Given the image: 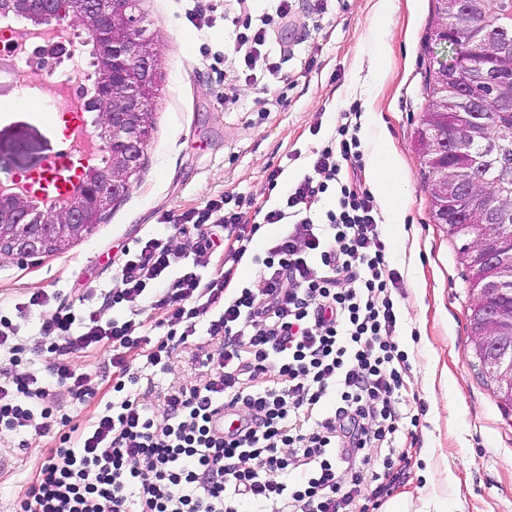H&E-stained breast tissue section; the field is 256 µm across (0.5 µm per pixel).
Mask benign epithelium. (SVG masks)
<instances>
[{"label":"benign epithelium","mask_w":512,"mask_h":512,"mask_svg":"<svg viewBox=\"0 0 512 512\" xmlns=\"http://www.w3.org/2000/svg\"><path fill=\"white\" fill-rule=\"evenodd\" d=\"M7 12L23 13L29 16L31 27L45 30L67 28L72 20H78V43L83 51H94L100 59L94 93L82 96L81 105L84 112L95 108L102 113V119L92 126L97 152L108 155L106 178L80 182L60 206L44 205L27 191L0 189V251L46 254L47 242L36 227L46 226L55 245L62 247L81 236L112 203L129 192L130 178L147 147L144 116L150 106L147 94L155 80L156 54L142 38L133 0H0V18ZM494 96L496 86L491 80L471 86L462 116L473 121L485 100ZM452 148L445 123L430 135L424 151L437 161L448 157ZM475 173L476 169H467V176L455 178L441 194L440 223H448L450 215L456 223L471 227L488 223L490 208L476 209L470 202ZM501 264L498 248L487 245L480 251L483 276L472 281L476 295L491 297L497 293L499 281L494 274ZM470 317L481 324L480 346L493 353L484 357V365L495 367L499 386L511 392L512 347L498 336L499 325L506 318L504 311L485 304L473 309Z\"/></svg>","instance_id":"obj_1"}]
</instances>
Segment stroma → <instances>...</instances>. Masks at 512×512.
Returning a JSON list of instances; mask_svg holds the SVG:
<instances>
[{
	"label": "stroma",
	"instance_id": "stroma-1",
	"mask_svg": "<svg viewBox=\"0 0 512 512\" xmlns=\"http://www.w3.org/2000/svg\"><path fill=\"white\" fill-rule=\"evenodd\" d=\"M378 0H294L276 20L254 67L228 61L235 30L260 15L267 0H136L134 13L157 52L154 127L144 164L129 193L67 249L53 254H0V302L34 292L60 299L111 288L122 252L180 215L227 192L252 203L246 217L277 203L266 180L281 167L289 182L311 173L317 150L334 136L342 113H358L367 141L368 102H375L396 154L403 184L397 204L407 238L386 225L390 257L402 276L395 294L398 344L412 365L407 393L426 412L400 447L409 455L392 493L409 512H512V406L495 394L474 355L468 320V270L461 242L433 217L418 131L427 106L426 78L444 54L431 38L437 0H390L387 28L373 24ZM209 25L196 29L188 11ZM72 73L77 92L92 68L66 57L31 58L26 73L0 72V182L34 178L62 137L53 118L56 97L26 95ZM54 435H29L24 448L0 445V512L43 462Z\"/></svg>",
	"mask_w": 512,
	"mask_h": 512
}]
</instances>
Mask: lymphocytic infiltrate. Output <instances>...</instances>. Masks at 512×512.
<instances>
[{
	"mask_svg": "<svg viewBox=\"0 0 512 512\" xmlns=\"http://www.w3.org/2000/svg\"><path fill=\"white\" fill-rule=\"evenodd\" d=\"M291 9L292 0H274L244 23L236 51L257 54ZM360 147L345 122L313 175L282 188L281 168L269 171L281 199L263 222L282 230L264 253L252 250L259 226L247 225L243 197L227 193L176 218L191 252L159 235L124 251L99 309L85 310V294L65 302L42 292L0 309V436L65 428L13 512H378L405 459L397 407L412 365L396 341L401 275ZM327 193L334 204L313 221ZM215 253L221 270L203 277L200 258ZM246 258L257 285L236 281ZM148 309L158 313L151 325L141 318ZM193 336L205 375L169 387L154 413L155 377ZM90 349L107 352L112 368V397L102 402L72 361ZM55 390L97 400L82 431L71 432V416L49 401ZM222 407L235 426L220 435L211 417Z\"/></svg>",
	"mask_w": 512,
	"mask_h": 512,
	"instance_id": "lymphocytic-infiltrate-1",
	"label": "lymphocytic infiltrate"
}]
</instances>
